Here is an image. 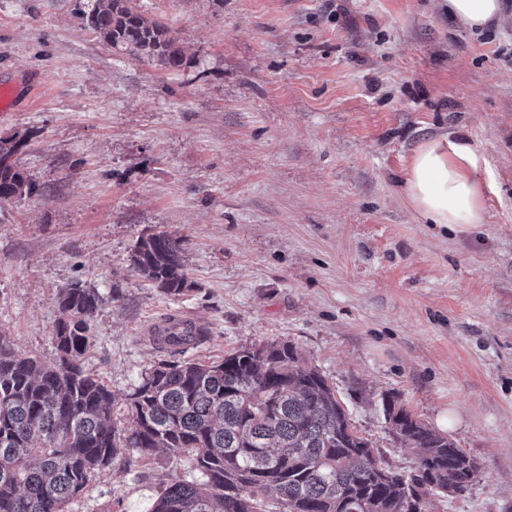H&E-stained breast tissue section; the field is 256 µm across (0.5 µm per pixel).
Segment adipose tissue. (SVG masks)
<instances>
[{
	"instance_id": "obj_1",
	"label": "adipose tissue",
	"mask_w": 512,
	"mask_h": 512,
	"mask_svg": "<svg viewBox=\"0 0 512 512\" xmlns=\"http://www.w3.org/2000/svg\"><path fill=\"white\" fill-rule=\"evenodd\" d=\"M448 12L471 31L498 24L505 0H448ZM484 157L459 134L420 144L406 170L403 195L422 223L484 224L489 184L482 174Z\"/></svg>"
}]
</instances>
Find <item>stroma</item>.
<instances>
[{"mask_svg":"<svg viewBox=\"0 0 512 512\" xmlns=\"http://www.w3.org/2000/svg\"><path fill=\"white\" fill-rule=\"evenodd\" d=\"M94 0H0V138L41 190L0 207V336L53 365L59 292L103 299L83 366L124 398L168 353L145 334L205 325L185 359L297 346L391 469L410 473L396 398L481 464L427 512H512V19L481 35L445 0H134L166 24L172 71L104 43ZM467 134L488 163L485 224L419 223L401 182L419 145ZM181 239L172 296L130 255ZM189 458L123 452L67 512H148ZM185 324H192L194 325L195 329L200 327L199 325L191 322L189 319L177 315H168L148 325L145 329V334L153 340L159 339V336H165V340H168L169 336L172 335L181 336L182 327Z\"/></svg>","mask_w":512,"mask_h":512,"instance_id":"1","label":"stroma"}]
</instances>
